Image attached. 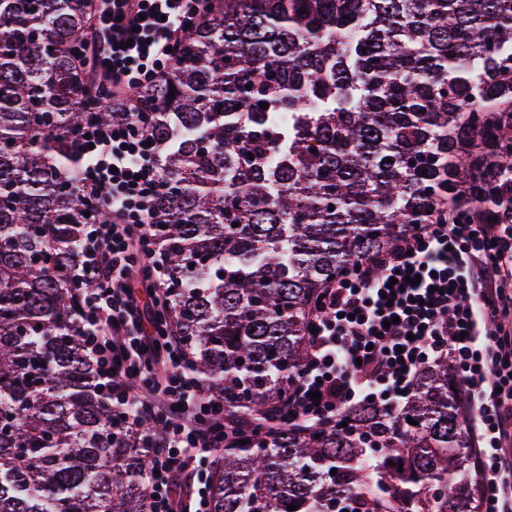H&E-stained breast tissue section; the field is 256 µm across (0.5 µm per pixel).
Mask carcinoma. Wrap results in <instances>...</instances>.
<instances>
[{"label":"carcinoma","mask_w":512,"mask_h":512,"mask_svg":"<svg viewBox=\"0 0 512 512\" xmlns=\"http://www.w3.org/2000/svg\"><path fill=\"white\" fill-rule=\"evenodd\" d=\"M89 13L0 0V512H143L144 449L77 322L71 145L125 117L73 61ZM137 111L160 146L165 305L224 412L253 421L217 449L210 512H481L446 358L395 412L298 431L271 409L342 269L466 192L512 224V0H217Z\"/></svg>","instance_id":"1"}]
</instances>
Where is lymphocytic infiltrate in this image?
<instances>
[{"label":"lymphocytic infiltrate","instance_id":"lymphocytic-infiltrate-1","mask_svg":"<svg viewBox=\"0 0 512 512\" xmlns=\"http://www.w3.org/2000/svg\"><path fill=\"white\" fill-rule=\"evenodd\" d=\"M77 60L112 90L123 121L88 124L74 144L84 205L111 218L82 227L75 272L87 289L80 321L97 387L126 425L156 419L147 438L144 512H192L184 480L203 481L223 447V399L205 390L160 307L164 268L152 246V206L162 189L159 149L136 111L142 89L175 58L187 25L209 0H100ZM418 276L411 284L410 276ZM313 335L281 424L332 421L374 403L395 410L421 368L448 358L462 407L479 431L475 452L483 512H512V225L477 205L433 215L377 255L344 268L319 297ZM319 399H312V392Z\"/></svg>","mask_w":512,"mask_h":512}]
</instances>
